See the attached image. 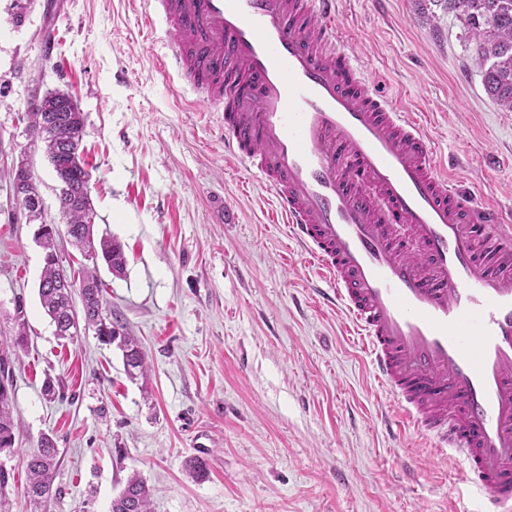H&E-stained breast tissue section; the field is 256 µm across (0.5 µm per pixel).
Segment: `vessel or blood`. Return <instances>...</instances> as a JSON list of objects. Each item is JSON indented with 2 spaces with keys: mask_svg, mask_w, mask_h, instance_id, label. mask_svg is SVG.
<instances>
[{
  "mask_svg": "<svg viewBox=\"0 0 512 512\" xmlns=\"http://www.w3.org/2000/svg\"><path fill=\"white\" fill-rule=\"evenodd\" d=\"M337 0H143L166 75L216 119L396 402L387 432L512 512V220L340 44Z\"/></svg>",
  "mask_w": 512,
  "mask_h": 512,
  "instance_id": "vessel-or-blood-1",
  "label": "vessel or blood"
}]
</instances>
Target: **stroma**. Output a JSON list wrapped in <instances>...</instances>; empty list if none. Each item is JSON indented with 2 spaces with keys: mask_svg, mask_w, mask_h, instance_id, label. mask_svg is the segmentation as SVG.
<instances>
[{
  "mask_svg": "<svg viewBox=\"0 0 512 512\" xmlns=\"http://www.w3.org/2000/svg\"><path fill=\"white\" fill-rule=\"evenodd\" d=\"M341 2L344 48L424 119L456 178L512 211V112L485 93L460 19L432 0ZM12 3L0 0V345L20 306L28 347L10 357L18 429L0 454V512H111L135 471L153 512H472L473 494L414 431L381 428L394 403L344 310L319 303L269 193L225 161L189 87L160 71L141 0H34L19 26ZM36 86L68 93L84 115L94 233L127 257L124 275H99L145 353L144 378L129 380L94 330L59 339L40 304L43 251L7 176L27 153L59 223L58 182L25 118ZM45 436L59 463L52 497L33 505L25 460Z\"/></svg>",
  "mask_w": 512,
  "mask_h": 512,
  "instance_id": "1",
  "label": "stroma"
}]
</instances>
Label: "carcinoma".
I'll use <instances>...</instances> for the list:
<instances>
[{
	"label": "carcinoma",
	"mask_w": 512,
	"mask_h": 512,
	"mask_svg": "<svg viewBox=\"0 0 512 512\" xmlns=\"http://www.w3.org/2000/svg\"><path fill=\"white\" fill-rule=\"evenodd\" d=\"M444 5L468 27L475 44V60L486 94L503 112H512V0H430ZM28 131L33 144L41 148L59 183L58 211L66 235L88 258L102 257L108 270L124 273L127 259L120 244L109 238L94 237V225L87 215L94 213L89 191V173L81 153L84 115L66 93L46 92L36 96L27 108ZM10 190L18 205L27 211L30 223L38 225L37 240L44 250V266L38 287L42 307L55 324L56 335L72 340L78 335L79 322L71 315V297L79 290L83 297L84 325L96 328L106 344H117L123 352L125 372L135 380L146 375L145 354L137 340L124 332L112 316L111 303L104 295V283L98 267H87L77 276L60 267L55 239L58 225L48 224L42 209L36 206L40 193L31 169L14 171ZM18 326L14 347L26 342V319L23 307L15 306ZM12 380H0V451L15 443V424L11 415ZM58 464V448L50 437L41 439L27 461V499L40 504L52 496L53 473ZM112 512H152L150 491L145 481L133 474L122 491L112 500Z\"/></svg>",
	"instance_id": "cac0c4a2"
}]
</instances>
